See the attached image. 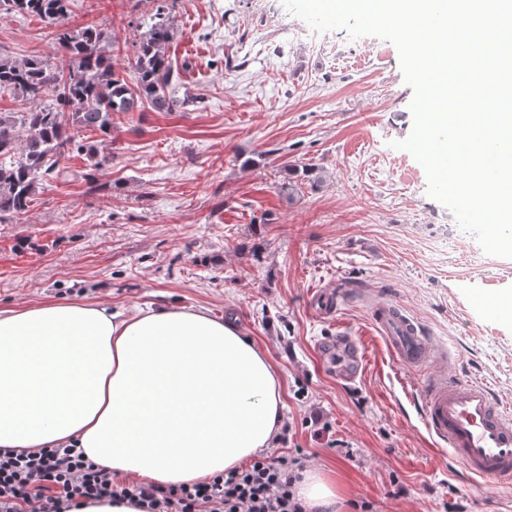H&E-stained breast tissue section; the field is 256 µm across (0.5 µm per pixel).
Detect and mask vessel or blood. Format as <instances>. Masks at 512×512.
I'll return each instance as SVG.
<instances>
[{"label":"vessel or blood","instance_id":"vessel-or-blood-1","mask_svg":"<svg viewBox=\"0 0 512 512\" xmlns=\"http://www.w3.org/2000/svg\"><path fill=\"white\" fill-rule=\"evenodd\" d=\"M460 291L475 311L502 324L512 322V308L494 292L465 283ZM371 322L402 369L415 371L437 361V368L411 386L413 405L435 444L486 483L511 481L512 400L502 399L486 383L461 379L447 354L435 352L429 337L396 304L375 303ZM325 344L347 359L337 369V379L355 382L365 358L358 339L339 334L327 337Z\"/></svg>","mask_w":512,"mask_h":512}]
</instances>
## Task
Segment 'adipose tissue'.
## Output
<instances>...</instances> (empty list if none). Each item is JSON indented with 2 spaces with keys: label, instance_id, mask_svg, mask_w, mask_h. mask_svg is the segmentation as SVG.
Masks as SVG:
<instances>
[{
  "label": "adipose tissue",
  "instance_id": "1",
  "mask_svg": "<svg viewBox=\"0 0 512 512\" xmlns=\"http://www.w3.org/2000/svg\"><path fill=\"white\" fill-rule=\"evenodd\" d=\"M282 420L266 353L207 308H0V448H78L116 476L179 485L241 466Z\"/></svg>",
  "mask_w": 512,
  "mask_h": 512
}]
</instances>
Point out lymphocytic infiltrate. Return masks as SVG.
Masks as SVG:
<instances>
[{
    "instance_id": "obj_1",
    "label": "lymphocytic infiltrate",
    "mask_w": 512,
    "mask_h": 512,
    "mask_svg": "<svg viewBox=\"0 0 512 512\" xmlns=\"http://www.w3.org/2000/svg\"><path fill=\"white\" fill-rule=\"evenodd\" d=\"M303 467L282 451L205 482L123 485L75 448L1 449L0 512H63L68 501L117 496L144 512H308L295 490Z\"/></svg>"
}]
</instances>
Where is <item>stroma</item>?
I'll use <instances>...</instances> for the list:
<instances>
[{
  "instance_id": "obj_1",
  "label": "stroma",
  "mask_w": 512,
  "mask_h": 512,
  "mask_svg": "<svg viewBox=\"0 0 512 512\" xmlns=\"http://www.w3.org/2000/svg\"><path fill=\"white\" fill-rule=\"evenodd\" d=\"M176 35L171 112H132L100 150L70 152L74 175L44 182L30 210L0 223V306L86 299L115 310L205 307L233 319L279 373L284 403L271 449L335 478L341 512H512V487L472 479L434 446L371 325L390 301L448 352L458 373L512 399V324L481 319L460 280L504 288L512 259L485 254L427 194L424 169L392 148L412 129L394 45L338 34L321 44L268 0H167ZM157 0H70L65 26L112 30L115 67ZM0 54L61 57L38 19L0 10ZM321 170L295 196L291 174ZM341 288L331 317L316 293ZM367 352L356 382L336 379L323 337Z\"/></svg>"
}]
</instances>
